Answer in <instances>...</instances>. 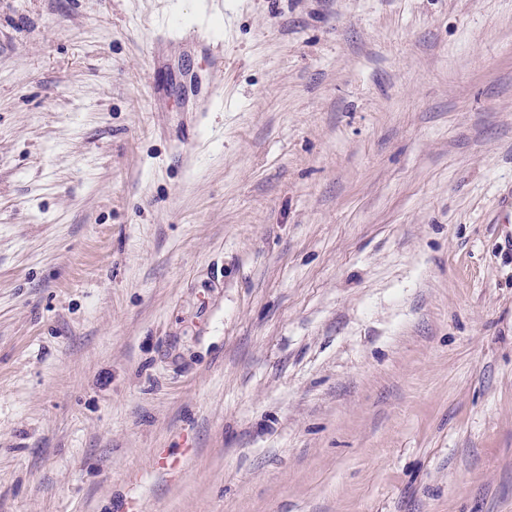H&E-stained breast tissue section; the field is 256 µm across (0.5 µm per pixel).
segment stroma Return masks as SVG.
<instances>
[{"label":"stroma","instance_id":"35a3bbf8","mask_svg":"<svg viewBox=\"0 0 512 512\" xmlns=\"http://www.w3.org/2000/svg\"><path fill=\"white\" fill-rule=\"evenodd\" d=\"M506 200L512 0H0V512H512Z\"/></svg>","mask_w":512,"mask_h":512}]
</instances>
